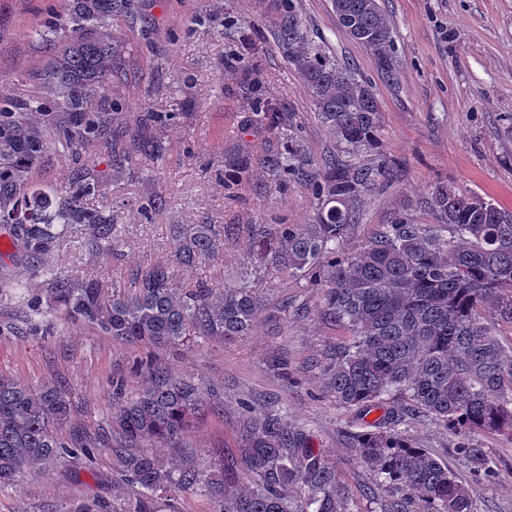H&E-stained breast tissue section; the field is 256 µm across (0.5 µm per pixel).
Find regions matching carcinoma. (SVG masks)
Wrapping results in <instances>:
<instances>
[{
	"instance_id": "obj_1",
	"label": "carcinoma",
	"mask_w": 512,
	"mask_h": 512,
	"mask_svg": "<svg viewBox=\"0 0 512 512\" xmlns=\"http://www.w3.org/2000/svg\"><path fill=\"white\" fill-rule=\"evenodd\" d=\"M133 3L68 0L63 21L33 30L52 52L37 74L45 93L0 98V224L9 226L22 254L38 263L33 275L44 278L36 291L20 288L31 314L54 308L114 342L152 349L216 337L234 341L250 335L261 314L282 312L253 285L258 272L286 273L321 291L322 320L350 331L349 342L329 354L323 393L354 411L356 429L347 433V444L375 486L391 494L384 512H475L455 471L399 426L433 422L456 436L458 453L470 458L476 449L469 436L512 437V356L484 316L491 307L512 323V214L439 183L426 204L440 223H412L408 202L391 223L376 227L360 251L347 252L365 198L391 176L386 160L359 158L376 145L379 107L369 83L312 39L295 0H266L275 44L342 153L308 160L288 134L292 114L270 101L254 113V122L282 142V150L264 160L271 180L281 185L295 178L309 187L316 201L313 223L177 224L174 258L132 274L131 293L43 266L67 238L79 237L87 250L100 252L116 249L123 233L112 209L93 204L105 190L97 175L81 169L60 189L36 188L33 175L47 140L62 155L110 148L117 179L138 156L158 161L167 153L163 142L143 130L155 119L151 112L142 115V129L126 137L112 132L123 104L108 96L127 79V69L111 21ZM331 5L345 34L370 52L386 81H395L393 28L378 0ZM224 167L234 172L232 185L238 187L247 182L252 159L233 153L224 156ZM241 240L249 243L250 261L240 268L237 286L214 288L203 280L188 288L176 285L180 274ZM143 366L148 384L137 397L117 403L107 437L119 458L120 480L138 487L139 497L128 508L112 506V512H160L159 500L194 489L206 492L215 512H355L336 466L278 407L258 414L244 408L238 458L206 470L161 460L144 445L181 437L205 399L218 404L223 392H204L150 361ZM378 410L376 420L365 421ZM71 411L70 393L59 383L31 388L0 376V485L75 452L93 462L98 442H66L54 434ZM240 474L254 485H235ZM294 487L301 492L296 498L289 495Z\"/></svg>"
}]
</instances>
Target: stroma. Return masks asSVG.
Listing matches in <instances>:
<instances>
[{"instance_id": "obj_1", "label": "stroma", "mask_w": 512, "mask_h": 512, "mask_svg": "<svg viewBox=\"0 0 512 512\" xmlns=\"http://www.w3.org/2000/svg\"><path fill=\"white\" fill-rule=\"evenodd\" d=\"M393 27L396 80L378 73L370 52L339 27L330 0H296L316 41L374 89L379 105L377 156L395 163L392 178L366 198L364 214L349 235L348 251L359 249L374 225L389 223L409 199L427 196L440 181L512 212V0H380ZM66 13L65 0H0V92L18 98L39 94L31 75L48 60L45 44L31 32ZM132 75L114 89L127 103L119 125L134 127L139 112L171 114L155 134L166 141L165 161L138 158L131 174L109 182L102 200L125 232L117 252L87 255L81 272L105 283L126 285L131 270L170 262L175 224L312 223L316 203L297 180L270 184L261 159L280 143L251 117L260 98L296 114L291 135L315 159L340 147L321 125L302 81L276 49L269 23L256 0H136L130 16L112 19ZM255 47L252 70L237 57L240 36ZM247 151L254 165L236 199L224 190V157ZM160 196L163 210L152 220L135 203ZM37 288L30 263L17 253L9 229L0 225V375L31 387L59 380L71 393L73 412L58 435L93 437L107 429L112 382L124 381L134 398L149 381L138 360L153 358L173 377L224 390L222 410L205 414L157 454L178 465H207L211 457H238L237 432L244 405L276 401L290 420L310 430L312 442L333 461L359 512H382L387 494L376 488L355 460L342 433L352 411L322 392L328 354L347 337L318 315L321 293L270 270L258 282L277 303L290 304L288 318L271 327L258 319L250 336L234 342L213 338L180 351L147 353L113 342L64 315L45 310L37 324L16 290ZM287 359L288 377L277 370ZM408 436L453 467L465 482L477 512H512V439L473 436L475 447L497 467L491 480L475 479L454 452L455 439L431 424H413ZM96 463L69 458L47 471H28L0 488V512H71L86 499L102 504L134 501L137 491L117 477L108 445L95 450Z\"/></svg>"}]
</instances>
